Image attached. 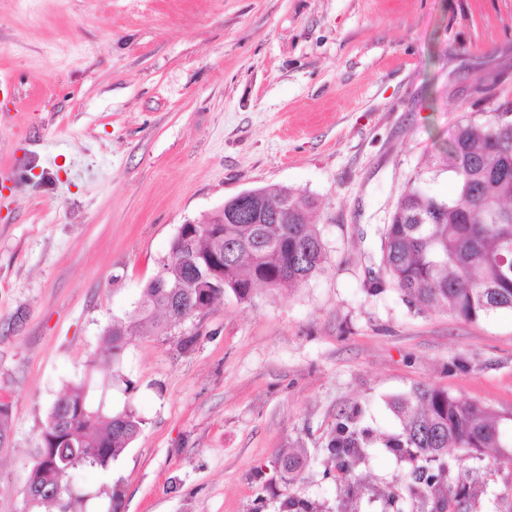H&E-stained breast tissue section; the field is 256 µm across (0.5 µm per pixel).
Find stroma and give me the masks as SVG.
I'll use <instances>...</instances> for the list:
<instances>
[{
  "mask_svg": "<svg viewBox=\"0 0 512 512\" xmlns=\"http://www.w3.org/2000/svg\"><path fill=\"white\" fill-rule=\"evenodd\" d=\"M509 108L512 0H0V512H24L50 408L85 378L143 421L109 469L76 472L92 512H384L411 468L375 449L346 499L325 452L341 414L380 440L401 430L390 400L432 385L511 415L512 310L466 322L367 292L425 156ZM271 186L317 199L324 270L132 336L113 366L103 333L181 224ZM302 454L301 449L292 448L280 455L277 463L282 478L290 481L299 477Z\"/></svg>",
  "mask_w": 512,
  "mask_h": 512,
  "instance_id": "stroma-1",
  "label": "stroma"
}]
</instances>
